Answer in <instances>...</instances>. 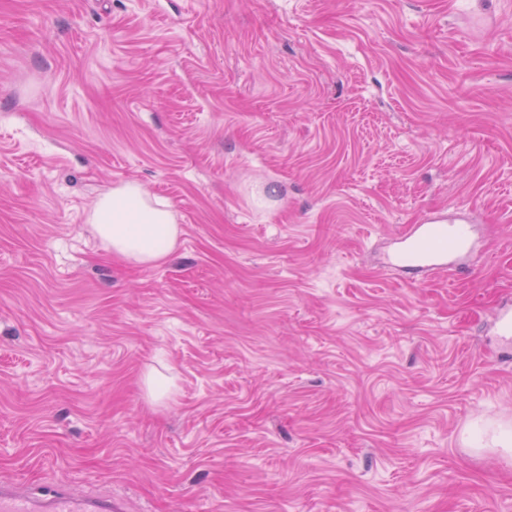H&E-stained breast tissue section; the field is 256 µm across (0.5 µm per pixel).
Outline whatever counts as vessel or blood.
<instances>
[{
	"mask_svg": "<svg viewBox=\"0 0 512 512\" xmlns=\"http://www.w3.org/2000/svg\"><path fill=\"white\" fill-rule=\"evenodd\" d=\"M473 248L466 224L431 220L401 237L394 261L410 270L437 269ZM0 512H126V504L118 497L85 495L64 485L31 493L18 484L0 480Z\"/></svg>",
	"mask_w": 512,
	"mask_h": 512,
	"instance_id": "vessel-or-blood-1",
	"label": "vessel or blood"
}]
</instances>
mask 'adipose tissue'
<instances>
[{"mask_svg": "<svg viewBox=\"0 0 512 512\" xmlns=\"http://www.w3.org/2000/svg\"><path fill=\"white\" fill-rule=\"evenodd\" d=\"M89 221L95 235L115 256L153 267L175 250L179 226L170 207L127 182L96 201Z\"/></svg>", "mask_w": 512, "mask_h": 512, "instance_id": "ef3b65f1", "label": "adipose tissue"}]
</instances>
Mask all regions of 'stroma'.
Instances as JSON below:
<instances>
[{
	"mask_svg": "<svg viewBox=\"0 0 512 512\" xmlns=\"http://www.w3.org/2000/svg\"><path fill=\"white\" fill-rule=\"evenodd\" d=\"M128 181L181 229L152 268L88 222ZM430 214L464 273L385 266ZM509 302L512 0H0V479L512 512Z\"/></svg>",
	"mask_w": 512,
	"mask_h": 512,
	"instance_id": "obj_1",
	"label": "stroma"
}]
</instances>
